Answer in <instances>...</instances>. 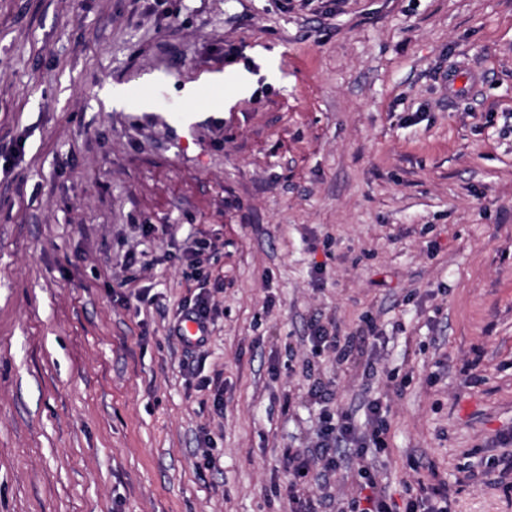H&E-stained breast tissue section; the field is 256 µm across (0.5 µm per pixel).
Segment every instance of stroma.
Masks as SVG:
<instances>
[{
  "instance_id": "1",
  "label": "stroma",
  "mask_w": 512,
  "mask_h": 512,
  "mask_svg": "<svg viewBox=\"0 0 512 512\" xmlns=\"http://www.w3.org/2000/svg\"><path fill=\"white\" fill-rule=\"evenodd\" d=\"M370 398L512 512V0H0V512H348ZM209 312L210 310L207 297L199 293L195 302L192 305L189 304L188 306H185L178 314V318L173 325V332L175 335H178L177 324L183 317H194L195 319L185 320L182 325L181 332L182 336H184L187 341H194L196 336H200L202 324L206 326L208 332V325L210 323ZM196 319L201 320L202 324ZM313 343L319 347L320 345H329L336 350V360L343 362L348 360L355 348V336H340L339 333L333 336L329 340V336L323 335L321 330L316 332V335L312 337ZM343 342V343H342ZM381 405L377 400L368 401L366 404V412L373 427L367 433L360 432L356 427L352 415L349 413H337L336 419L334 415L327 414L324 417L323 435L326 440L336 438V440L349 441L357 448V454L362 457L369 444L374 445L377 451L385 448L383 420L381 416Z\"/></svg>"
}]
</instances>
